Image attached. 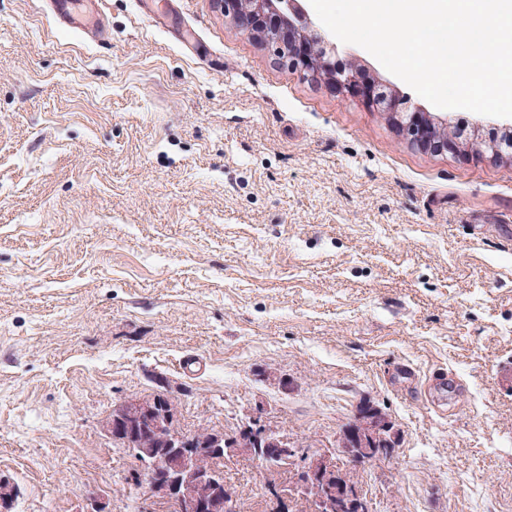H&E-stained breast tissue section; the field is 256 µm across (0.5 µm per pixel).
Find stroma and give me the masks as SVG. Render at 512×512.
<instances>
[{"instance_id":"stroma-1","label":"stroma","mask_w":512,"mask_h":512,"mask_svg":"<svg viewBox=\"0 0 512 512\" xmlns=\"http://www.w3.org/2000/svg\"><path fill=\"white\" fill-rule=\"evenodd\" d=\"M0 0V479L11 512H112L138 461L99 421L160 380L181 424L267 406L333 445L360 400L400 432L377 512H512V159L421 152L276 61L223 0ZM337 62L434 109L365 49ZM287 374L290 390L264 381ZM264 512L257 462L224 470Z\"/></svg>"}]
</instances>
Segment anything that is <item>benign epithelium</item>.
<instances>
[{
  "label": "benign epithelium",
  "mask_w": 512,
  "mask_h": 512,
  "mask_svg": "<svg viewBox=\"0 0 512 512\" xmlns=\"http://www.w3.org/2000/svg\"><path fill=\"white\" fill-rule=\"evenodd\" d=\"M224 13L248 30L269 32L267 48L289 68L314 78L324 70L330 89L341 97L356 98L373 112H400L409 121L399 132L413 147L434 154H464L454 133L436 125L433 117L422 118L418 109L405 107L403 99L384 91L385 84L361 80L360 73L348 66H330L321 60L324 48L335 50V44L313 33L314 22L301 0H257L255 9H243L240 0H224ZM162 389L149 394H135L121 401L100 422L103 432L121 448L138 450L147 499L169 504L178 512H233L236 495L227 487L221 497L180 486L172 475L170 451L183 454L185 465L197 473L201 485H221L224 472L208 464L211 451L224 446L236 451L254 448L263 470V486L273 512H294L298 498L309 500L316 512H344L328 509L338 499L357 512H376L353 476L361 469L392 458L396 452L393 421L381 408L365 410L359 404L350 421L336 439L334 449L307 448L273 428V416L256 405L243 412V419L231 433L202 427L194 433L182 430L180 402L183 391L171 390L160 381ZM296 473L295 487L283 488L276 473L283 466Z\"/></svg>",
  "instance_id": "1"
}]
</instances>
